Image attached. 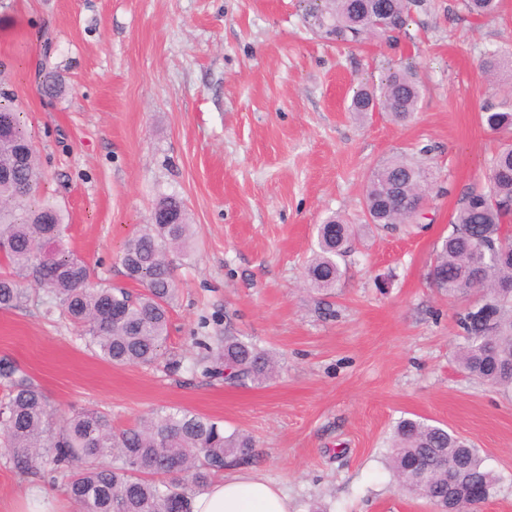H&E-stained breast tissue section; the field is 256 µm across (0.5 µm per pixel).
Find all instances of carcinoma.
<instances>
[{"mask_svg": "<svg viewBox=\"0 0 512 512\" xmlns=\"http://www.w3.org/2000/svg\"><path fill=\"white\" fill-rule=\"evenodd\" d=\"M467 16L488 17L498 0H462ZM421 0H306L305 19L319 36L356 46L368 35L390 39L401 32L412 7ZM484 70L512 80V54L487 53ZM40 91L61 92L54 70L40 69ZM422 85L410 65L389 72L378 88L361 85L348 110L363 118L376 101L396 123L409 121L419 109ZM498 135L484 184L467 192L451 219L452 231L441 240L430 268V283L452 299L476 296L491 303L487 313L459 314L464 344L458 360L470 376L497 387H512V105H490L480 116ZM31 143L10 91L0 88V164L13 163L16 147ZM41 172L36 151L0 181V308H18L28 300L25 282L46 293L45 313L82 328L87 347L114 365L150 366L164 358L169 339V310L177 288L170 255L188 253L193 225L183 200L162 196L160 213L140 225L124 245L126 277L141 285L132 296L123 288L91 282V269L69 249L66 216L40 195ZM435 183L423 161L396 154L374 167L366 180L364 212L368 224H402L416 220L417 207ZM352 229L336 215L317 226V248L305 279L319 290L337 286ZM191 368L230 386H260L279 373L280 364L257 345L236 336H196ZM0 446L22 474L43 472L62 481L77 512H191L195 493L224 470L254 464V439L244 432L224 434V422L181 407L155 410L132 427L115 430L107 416L75 410L58 420L43 389L12 362L0 359ZM390 465L406 494L424 499L433 512L453 507L478 512L456 495L448 503V471L462 475L491 493L496 477L482 466L478 451L461 437L424 420L403 418L393 428Z\"/></svg>", "mask_w": 512, "mask_h": 512, "instance_id": "obj_1", "label": "carcinoma"}]
</instances>
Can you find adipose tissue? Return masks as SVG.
Returning <instances> with one entry per match:
<instances>
[{"instance_id":"adipose-tissue-1","label":"adipose tissue","mask_w":512,"mask_h":512,"mask_svg":"<svg viewBox=\"0 0 512 512\" xmlns=\"http://www.w3.org/2000/svg\"><path fill=\"white\" fill-rule=\"evenodd\" d=\"M191 512H292L287 495L250 472L236 471L214 479L191 502Z\"/></svg>"}]
</instances>
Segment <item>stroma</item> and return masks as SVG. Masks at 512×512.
Returning <instances> with one entry per match:
<instances>
[{
    "mask_svg": "<svg viewBox=\"0 0 512 512\" xmlns=\"http://www.w3.org/2000/svg\"><path fill=\"white\" fill-rule=\"evenodd\" d=\"M512 53V0L471 23L460 0H424L393 41L326 42L301 0H0V59L37 148L43 194L69 215L73 252L96 281L129 287L121 263L160 196L185 202L196 233L174 256L178 298L168 356L189 361L199 330L276 353L275 381L232 387L182 370L113 366L78 328L29 301L0 310V358L13 359L59 414L93 409L123 429L157 408L248 432L251 472L281 486L293 512H432L402 494L387 462L403 418L443 424L497 478L480 512H512V390L459 367L456 322L470 299L429 286L459 199L483 181L498 138L480 114L512 91L489 82L487 52ZM415 63L424 93L404 125L347 106L358 83ZM57 69L63 96L40 94ZM419 154L436 184L422 219L364 221L372 167ZM352 224L337 288L309 290L318 224ZM76 512L62 484L17 472L0 451V512L30 489Z\"/></svg>",
    "mask_w": 512,
    "mask_h": 512,
    "instance_id": "1",
    "label": "stroma"
}]
</instances>
